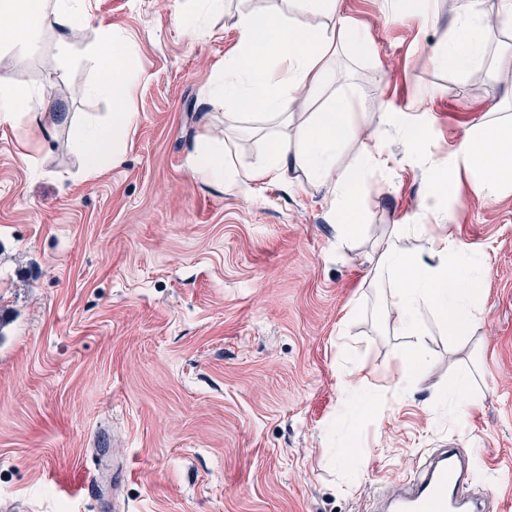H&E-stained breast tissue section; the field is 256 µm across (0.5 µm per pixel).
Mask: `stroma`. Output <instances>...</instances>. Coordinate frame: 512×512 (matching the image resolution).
I'll list each match as a JSON object with an SVG mask.
<instances>
[{
	"label": "stroma",
	"instance_id": "obj_1",
	"mask_svg": "<svg viewBox=\"0 0 512 512\" xmlns=\"http://www.w3.org/2000/svg\"><path fill=\"white\" fill-rule=\"evenodd\" d=\"M184 2L85 0L84 23L0 48V83L45 93L55 127L43 141L0 124V512H372L439 448L459 449L475 488L512 512V191L487 194L455 154L512 104V70L430 63L461 0L406 14L399 0H343L353 34L335 87L355 92L369 126L337 167L363 166L367 134L383 146L346 239L315 180L244 193L192 177L200 137L228 126L237 167L268 152L264 125L202 91L236 51L232 15L282 2L224 0L195 40L172 20ZM112 29L134 38L137 128L121 162L88 178L75 132L112 106L77 90L103 79L89 50ZM441 168L453 195L433 192ZM397 224L412 227L408 252L445 236L485 273L478 327L452 338L422 313L429 366L392 389L412 339L394 335L372 268ZM355 368L382 387L360 416L341 385ZM82 462L90 497L73 493Z\"/></svg>",
	"mask_w": 512,
	"mask_h": 512
}]
</instances>
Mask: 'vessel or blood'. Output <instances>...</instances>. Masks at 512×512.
<instances>
[{
    "mask_svg": "<svg viewBox=\"0 0 512 512\" xmlns=\"http://www.w3.org/2000/svg\"><path fill=\"white\" fill-rule=\"evenodd\" d=\"M464 468L455 450L441 453L421 474L417 485L404 496L389 500L394 512H455L468 498Z\"/></svg>",
    "mask_w": 512,
    "mask_h": 512,
    "instance_id": "vessel-or-blood-1",
    "label": "vessel or blood"
}]
</instances>
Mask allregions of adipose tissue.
Returning a JSON list of instances; mask_svg holds the SVG:
<instances>
[{
  "label": "adipose tissue",
  "mask_w": 512,
  "mask_h": 512,
  "mask_svg": "<svg viewBox=\"0 0 512 512\" xmlns=\"http://www.w3.org/2000/svg\"><path fill=\"white\" fill-rule=\"evenodd\" d=\"M80 0H0V43L25 46L35 27L70 28L81 23L85 12ZM305 11L323 17L320 25L294 23L282 12L241 11L233 22L238 49L224 63V74L207 86L208 105L241 118L255 119L268 129L271 150L267 158L249 168H237L230 160L228 142L202 137L187 158V167L199 180L247 191L254 186L287 177L297 169L320 182L342 221L343 237L360 230V178L358 169L340 173L336 156L351 132L366 124L353 95L334 96L320 112L295 120L288 110L291 96L307 95L336 77V38L346 34L348 23L342 0H300ZM496 26L512 27V0H501L496 15H488L483 0H462L461 21L448 35L446 53L435 54L432 63L466 71L512 62V48L490 52L485 34ZM131 38L120 31L102 32L90 55L106 71L91 86V94L108 98L112 112L107 124L77 130L84 173H101L105 161L120 162L136 130L133 94L138 74L128 63ZM44 99L27 90L0 85V123H35ZM455 154L467 168L480 172L488 191L512 190V117L499 115L492 124L465 134ZM409 225H395L376 258L373 277L389 289L394 312L393 330L399 336L419 333V318L428 311L442 319L452 336L472 330L479 320V276L465 272L466 250L440 242L428 255L412 254L401 242Z\"/></svg>",
  "instance_id": "ef3b65f1"
}]
</instances>
